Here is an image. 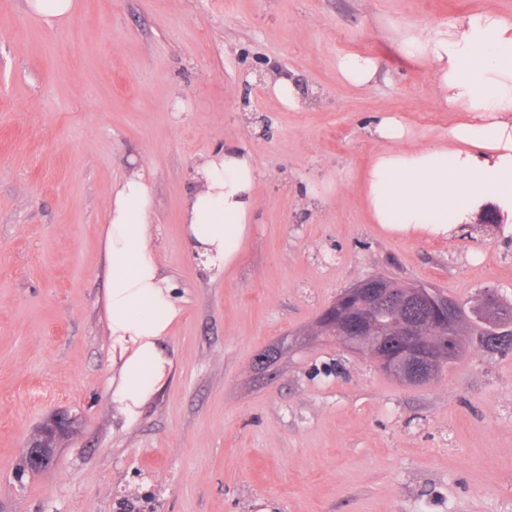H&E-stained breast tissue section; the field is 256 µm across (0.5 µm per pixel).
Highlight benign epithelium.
<instances>
[{"instance_id":"benign-epithelium-1","label":"benign epithelium","mask_w":512,"mask_h":512,"mask_svg":"<svg viewBox=\"0 0 512 512\" xmlns=\"http://www.w3.org/2000/svg\"><path fill=\"white\" fill-rule=\"evenodd\" d=\"M425 297L420 289L396 294L387 285L368 277L345 291L338 300L339 307H330L320 319L332 321L341 313V341L358 351H368L378 365L406 383H427L437 377L435 364L443 350L436 338L421 336V327L413 319L403 322L395 338L369 326L366 309L385 312L398 302L410 307ZM79 418L66 409L46 416L25 442V463L30 470L50 462L62 441L76 433Z\"/></svg>"}]
</instances>
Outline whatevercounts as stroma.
<instances>
[{
  "instance_id": "obj_1",
  "label": "stroma",
  "mask_w": 512,
  "mask_h": 512,
  "mask_svg": "<svg viewBox=\"0 0 512 512\" xmlns=\"http://www.w3.org/2000/svg\"><path fill=\"white\" fill-rule=\"evenodd\" d=\"M481 8L512 15V0H77L56 30L0 0V512H512V350L471 340L408 385L318 327L371 275L512 302V234L398 240L359 186L377 113L424 141L457 120L403 33ZM346 54L376 60L370 87L342 78ZM256 72L287 73L304 107L245 87ZM240 142L264 173L256 222L212 280L182 205L197 164ZM135 164L183 310L160 342L170 376L130 422L112 401L101 235ZM325 180L342 193L306 195ZM58 408L77 433L17 479Z\"/></svg>"
}]
</instances>
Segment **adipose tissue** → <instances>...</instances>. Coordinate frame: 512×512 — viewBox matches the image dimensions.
I'll list each match as a JSON object with an SVG mask.
<instances>
[{"mask_svg": "<svg viewBox=\"0 0 512 512\" xmlns=\"http://www.w3.org/2000/svg\"><path fill=\"white\" fill-rule=\"evenodd\" d=\"M401 53L430 64L443 102L467 117L445 138L417 142L404 119L382 112L370 134L382 147L363 176L373 223L391 236L446 238L495 207L512 225V18L474 11L447 28L414 27ZM263 173L243 143L207 155L181 213L184 247L202 270L234 267L255 222ZM153 187L139 169L113 187L102 247L103 306L118 366L112 400L127 419L167 382L172 362L159 347L182 308L152 246Z\"/></svg>", "mask_w": 512, "mask_h": 512, "instance_id": "obj_1", "label": "adipose tissue"}]
</instances>
